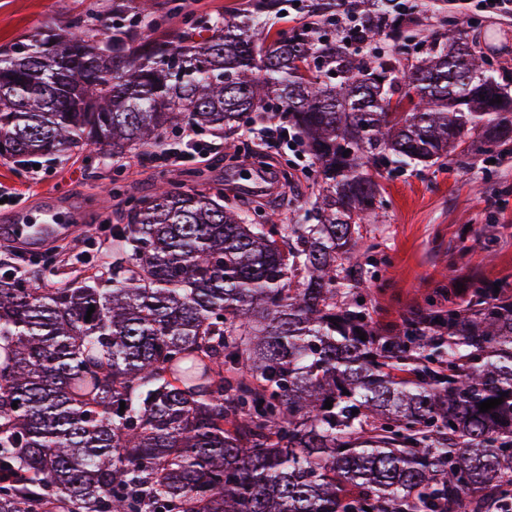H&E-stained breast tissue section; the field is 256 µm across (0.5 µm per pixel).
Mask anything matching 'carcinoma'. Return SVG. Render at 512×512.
Instances as JSON below:
<instances>
[{
  "label": "carcinoma",
  "mask_w": 512,
  "mask_h": 512,
  "mask_svg": "<svg viewBox=\"0 0 512 512\" xmlns=\"http://www.w3.org/2000/svg\"><path fill=\"white\" fill-rule=\"evenodd\" d=\"M284 5L183 0L172 34L155 0H111L103 30L78 17L0 47V159L99 146L118 164L168 130L281 112L319 187L308 223L280 224L199 170L122 210L105 272L37 288L0 260V512H492L512 495V282L381 327L353 262L381 168L512 143V87L463 17L401 69L370 52L409 41L398 0H306L291 27Z\"/></svg>",
  "instance_id": "cac0c4a2"
}]
</instances>
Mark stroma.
I'll return each instance as SVG.
<instances>
[{
  "instance_id": "obj_1",
  "label": "stroma",
  "mask_w": 512,
  "mask_h": 512,
  "mask_svg": "<svg viewBox=\"0 0 512 512\" xmlns=\"http://www.w3.org/2000/svg\"><path fill=\"white\" fill-rule=\"evenodd\" d=\"M86 8L85 0H0V47L43 25L69 23ZM447 12L470 18L481 48L494 55L497 74L512 76V15L485 18L468 0H448ZM193 136L209 150L189 165L162 163L155 147L133 149L119 171L97 151L88 157L40 156L32 164L0 161V190L11 196L0 204V225L15 211L35 215L51 206L79 226L73 236L46 245L52 266L41 267L38 255L1 234L0 255L12 252L22 271L40 270L47 288L111 264L112 226L123 207L111 193L117 174L126 194L142 197L161 185L189 189L185 172L193 166L243 207L259 204L282 212L289 224L301 220L315 190L309 156L285 148L273 152L264 171L272 176L289 164L290 182L274 194L247 192L242 185L250 175L248 155L228 159L224 137L211 131L199 129ZM381 184L382 220L367 225L368 249L357 258L374 320L399 323L408 309L440 302L442 288L457 283L512 281V147L473 149L443 168L387 172Z\"/></svg>"
}]
</instances>
